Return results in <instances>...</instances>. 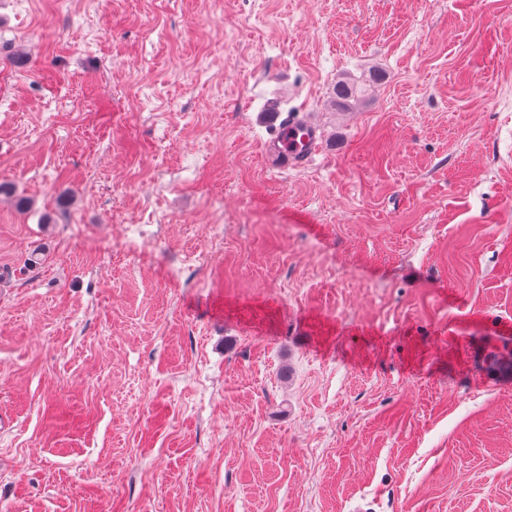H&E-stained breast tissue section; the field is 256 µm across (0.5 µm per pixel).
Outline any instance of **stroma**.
Instances as JSON below:
<instances>
[{
  "label": "stroma",
  "mask_w": 512,
  "mask_h": 512,
  "mask_svg": "<svg viewBox=\"0 0 512 512\" xmlns=\"http://www.w3.org/2000/svg\"><path fill=\"white\" fill-rule=\"evenodd\" d=\"M1 181L0 512H512V0H0ZM277 136L267 151L270 168L283 169L304 166L317 150V136L314 127L293 121L288 125L278 124Z\"/></svg>",
  "instance_id": "35a3bbf8"
}]
</instances>
